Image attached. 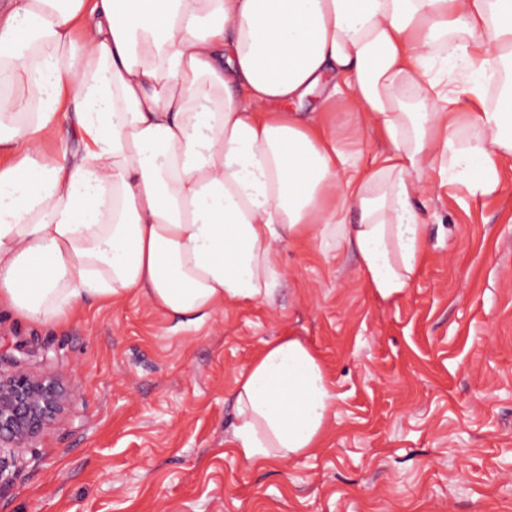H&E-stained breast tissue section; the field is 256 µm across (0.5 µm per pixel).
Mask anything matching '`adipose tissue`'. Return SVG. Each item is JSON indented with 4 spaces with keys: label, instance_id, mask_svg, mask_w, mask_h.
<instances>
[{
    "label": "adipose tissue",
    "instance_id": "obj_1",
    "mask_svg": "<svg viewBox=\"0 0 512 512\" xmlns=\"http://www.w3.org/2000/svg\"><path fill=\"white\" fill-rule=\"evenodd\" d=\"M479 105L471 135L445 104ZM343 107L346 119L324 126ZM76 149L47 151L64 124ZM382 143L365 171L349 140ZM512 161V0H9L0 8V309L60 323L134 295L202 325L269 298L279 247L353 244L392 300L414 208ZM335 394L295 337L238 382L233 443L318 447Z\"/></svg>",
    "mask_w": 512,
    "mask_h": 512
}]
</instances>
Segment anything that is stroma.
<instances>
[{
  "instance_id": "obj_1",
  "label": "stroma",
  "mask_w": 512,
  "mask_h": 512,
  "mask_svg": "<svg viewBox=\"0 0 512 512\" xmlns=\"http://www.w3.org/2000/svg\"><path fill=\"white\" fill-rule=\"evenodd\" d=\"M501 182L416 200L428 256L392 301L349 247L295 240L270 298L198 327L139 297L59 325L0 311V367L74 392L0 512H512V165ZM283 336L336 398L320 448L249 465L231 442L237 382Z\"/></svg>"
}]
</instances>
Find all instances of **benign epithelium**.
Returning a JSON list of instances; mask_svg holds the SVG:
<instances>
[{
  "mask_svg": "<svg viewBox=\"0 0 512 512\" xmlns=\"http://www.w3.org/2000/svg\"><path fill=\"white\" fill-rule=\"evenodd\" d=\"M72 397L57 378L21 369L0 370V482L9 477L31 442L55 423Z\"/></svg>",
  "mask_w": 512,
  "mask_h": 512,
  "instance_id": "obj_1",
  "label": "benign epithelium"
}]
</instances>
